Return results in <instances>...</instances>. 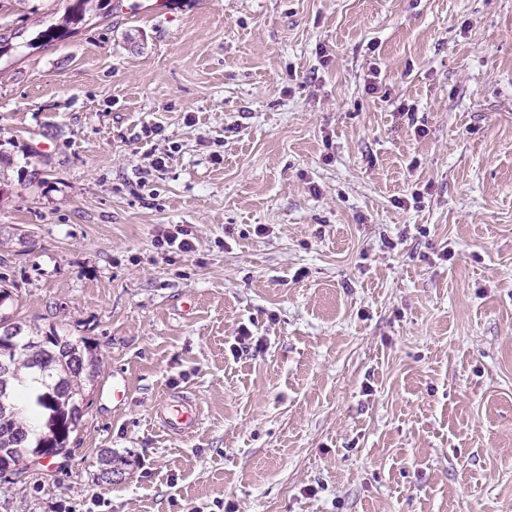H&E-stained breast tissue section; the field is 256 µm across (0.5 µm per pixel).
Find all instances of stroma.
I'll list each match as a JSON object with an SVG mask.
<instances>
[{
  "mask_svg": "<svg viewBox=\"0 0 512 512\" xmlns=\"http://www.w3.org/2000/svg\"><path fill=\"white\" fill-rule=\"evenodd\" d=\"M69 2L0 8V279L104 369L0 512H512V0ZM74 3L65 8L62 23L55 29L69 31L72 25H78L86 20V17L97 14V2L102 0H72ZM191 234V231L187 228L174 225L172 231H164L158 235L156 246L164 254L188 255L195 250L194 242L190 237ZM160 425L175 435H187L197 425L198 408L194 401L184 397H170L157 411Z\"/></svg>",
  "mask_w": 512,
  "mask_h": 512,
  "instance_id": "stroma-1",
  "label": "stroma"
}]
</instances>
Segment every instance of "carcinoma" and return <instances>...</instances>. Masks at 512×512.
<instances>
[{
  "label": "carcinoma",
  "instance_id": "obj_1",
  "mask_svg": "<svg viewBox=\"0 0 512 512\" xmlns=\"http://www.w3.org/2000/svg\"><path fill=\"white\" fill-rule=\"evenodd\" d=\"M97 13L96 0H73L65 8L59 28L65 31ZM21 329L25 347L19 348L3 375L10 393L0 398V469L18 475L28 469L32 458H44L68 451L70 435L77 431L86 405V390L101 373L102 360L86 338L75 339L61 333L55 325L44 332L36 326L28 330L12 317L0 314V324ZM37 374L41 384L35 398L44 419V430L30 425L26 409L18 400L19 387L26 381L25 371ZM100 464L112 466L113 474H124L130 466L128 456L105 450Z\"/></svg>",
  "mask_w": 512,
  "mask_h": 512
}]
</instances>
